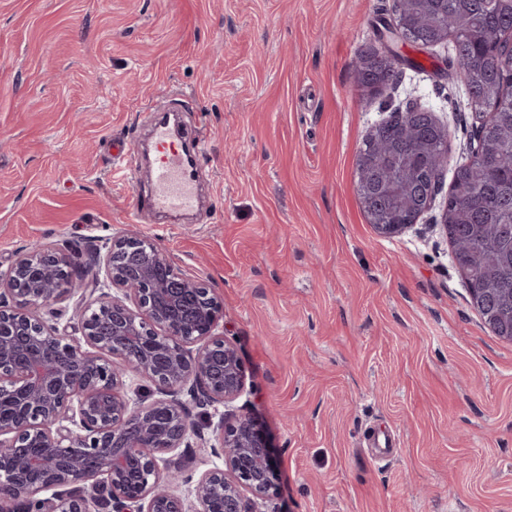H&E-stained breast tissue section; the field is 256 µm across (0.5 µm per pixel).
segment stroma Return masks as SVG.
Segmentation results:
<instances>
[{"instance_id": "stroma-1", "label": "stroma", "mask_w": 512, "mask_h": 512, "mask_svg": "<svg viewBox=\"0 0 512 512\" xmlns=\"http://www.w3.org/2000/svg\"><path fill=\"white\" fill-rule=\"evenodd\" d=\"M393 0H0V270L32 242L156 241L215 289L274 445L279 512H512V342L470 302L440 214L476 118L448 44L356 79ZM207 115L203 215L136 216L113 140L165 91ZM447 126L431 208L393 237L356 190L362 141L409 104ZM398 446L377 460L369 438ZM209 449L173 456L195 512Z\"/></svg>"}]
</instances>
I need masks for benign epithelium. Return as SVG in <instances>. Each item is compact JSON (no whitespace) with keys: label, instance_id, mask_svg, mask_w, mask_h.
Masks as SVG:
<instances>
[{"label":"benign epithelium","instance_id":"7a95c632","mask_svg":"<svg viewBox=\"0 0 512 512\" xmlns=\"http://www.w3.org/2000/svg\"><path fill=\"white\" fill-rule=\"evenodd\" d=\"M406 21L362 54L396 67L390 44H411ZM430 190L406 224H375L391 237L430 209ZM76 252L35 244L0 271V512H185L170 486L181 471L164 455L207 442L222 460L195 481L197 512H256L278 495L269 440L247 407L236 344L222 331L221 301L181 273L151 239L126 233L88 249L91 293L60 307V278ZM153 385L129 399L124 375ZM188 396L205 427L186 412ZM224 411H219V407Z\"/></svg>","mask_w":512,"mask_h":512}]
</instances>
